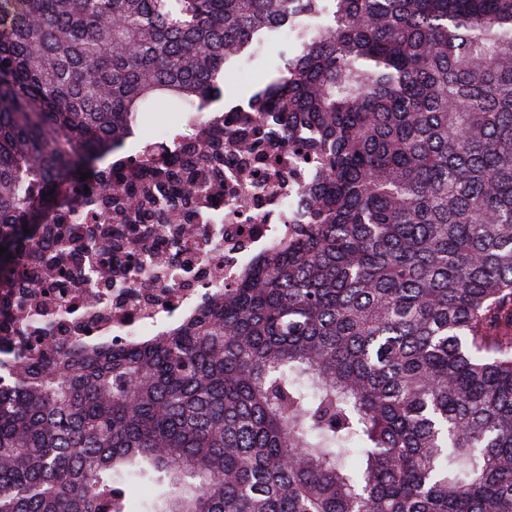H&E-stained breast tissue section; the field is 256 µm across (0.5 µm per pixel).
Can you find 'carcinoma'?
<instances>
[{
    "instance_id": "1",
    "label": "carcinoma",
    "mask_w": 512,
    "mask_h": 512,
    "mask_svg": "<svg viewBox=\"0 0 512 512\" xmlns=\"http://www.w3.org/2000/svg\"><path fill=\"white\" fill-rule=\"evenodd\" d=\"M288 23L252 137L144 142ZM317 165L306 220L184 325L46 339L0 389V512H512V0H0V289L49 197L190 219L267 126ZM29 232H24V229ZM154 114V119L150 124L141 123L135 131V138L139 141L144 138H155L156 133L162 128H171L180 131H185L187 128L184 122H180L178 112H150ZM173 131L163 130L158 133L161 139H167L169 144V156H174L179 147V142L171 138ZM167 156V158L169 157Z\"/></svg>"
}]
</instances>
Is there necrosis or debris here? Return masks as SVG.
Masks as SVG:
<instances>
[{"instance_id":"1","label":"necrosis or debris","mask_w":512,"mask_h":512,"mask_svg":"<svg viewBox=\"0 0 512 512\" xmlns=\"http://www.w3.org/2000/svg\"><path fill=\"white\" fill-rule=\"evenodd\" d=\"M272 161L255 175L253 166L234 161L226 174L223 194L202 207L199 221L184 225L182 233L156 224H104L99 218L71 223L73 207L64 204L43 226V238L66 235L70 240L64 290L54 289L55 264L51 252L30 256L26 273L12 294L35 285L46 289V312L51 326L37 325L18 335L15 320L0 323V386L11 381V360L20 344H39L46 332L87 347L112 345L154 336L195 315L203 297L233 287L255 259L298 223L303 210V185L315 171L281 148L278 138L266 142ZM93 238L110 242L111 261L106 279L88 281L82 255ZM152 260L146 280L135 281L133 260ZM178 273L175 288L163 290L171 273Z\"/></svg>"}]
</instances>
